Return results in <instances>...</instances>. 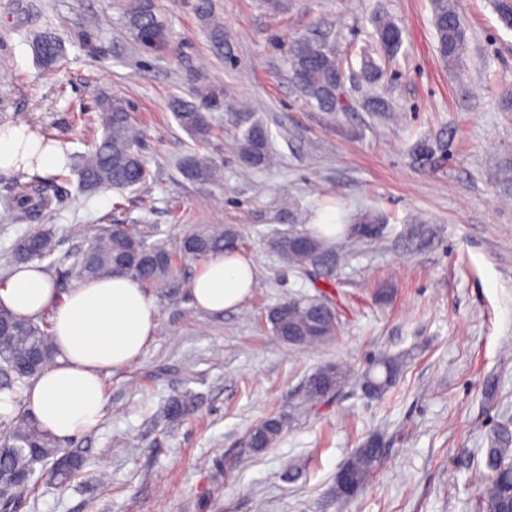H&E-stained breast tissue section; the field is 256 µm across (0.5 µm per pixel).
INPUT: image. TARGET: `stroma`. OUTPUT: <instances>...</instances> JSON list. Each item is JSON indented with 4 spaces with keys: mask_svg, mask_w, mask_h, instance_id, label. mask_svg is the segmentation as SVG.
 I'll return each mask as SVG.
<instances>
[{
    "mask_svg": "<svg viewBox=\"0 0 512 512\" xmlns=\"http://www.w3.org/2000/svg\"><path fill=\"white\" fill-rule=\"evenodd\" d=\"M168 44L146 53L125 28L123 0H0V125L24 124L84 154L96 101L124 94L144 137L148 181L122 192L84 193L76 174L55 179L41 218L56 231L47 271L58 295L74 288L73 256L109 224H151L177 247L208 224L236 229L256 269L251 294L212 315L189 285L200 263L178 260L172 285L151 288L159 329L130 366L103 377L105 413L66 441L84 460L67 487L39 483L18 512H472L485 436L512 418V29L494 0H456L467 52L451 68L436 51L429 0H210L224 24L218 56L196 0H155ZM384 14L403 45L373 87L345 83L348 111L320 112L294 86L289 41L334 27L339 56L375 45ZM59 39L49 71L32 42ZM244 104L271 131L280 155L245 167L236 116L210 114L214 132L193 140L175 120L174 99L199 81ZM387 112L372 111L374 96ZM210 155L223 177L192 182L177 168L188 152ZM343 229L331 278L295 270L269 247L279 233L307 232L325 207ZM327 295L336 336L296 349L275 336L267 311L289 298ZM406 355L393 387L368 395L363 377L386 355ZM333 363L346 380L317 406L309 375ZM496 380V401L484 399ZM191 393L195 407L167 425V399ZM284 415L281 437L243 465L248 431ZM384 453L372 481L344 508L336 475L370 434ZM299 476L288 480V467Z\"/></svg>",
    "mask_w": 512,
    "mask_h": 512,
    "instance_id": "1",
    "label": "stroma"
}]
</instances>
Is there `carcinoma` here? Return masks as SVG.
Segmentation results:
<instances>
[{
  "label": "carcinoma",
  "instance_id": "carcinoma-1",
  "mask_svg": "<svg viewBox=\"0 0 512 512\" xmlns=\"http://www.w3.org/2000/svg\"><path fill=\"white\" fill-rule=\"evenodd\" d=\"M432 20L437 36V50L448 66H456L465 53L467 37L456 9V0H431ZM196 10L205 21L213 49L224 54V23L211 15L209 0H197ZM125 23L135 36L146 37L153 31L168 39V27L155 11L152 0H128ZM373 24L376 50L395 54L403 43L402 30L390 18L378 15ZM35 53L47 70L55 68L61 58L60 42L53 36H42L34 45ZM288 66L301 95L319 110L336 113L346 110L336 97V77L344 70L336 56L329 34L299 36L288 45ZM223 105L221 95L208 83H200L191 101L177 99L172 103L176 121L195 140L210 137L213 128L206 112ZM101 138L88 153L74 164L81 189L94 193L102 188L126 190L145 183L149 170L143 157V135L130 113V103L120 95L104 96L98 101ZM241 162L253 169L274 164L276 153L267 127L259 120L237 127ZM179 172L188 180L210 182L219 177L220 167L209 157L190 152L178 161ZM6 215L17 222H33L50 206L47 189L39 181H16L7 194L0 197ZM160 230L144 224L105 226L79 252L72 264L79 280L96 279L111 274L130 276L142 284L165 287L176 261L174 253L162 239ZM189 256L202 260L216 252L240 250L241 235L230 228L212 226L194 231L187 238ZM271 249L303 273L317 269L331 277L337 256L326 240L304 234L299 240L288 233L270 241ZM55 231L43 225L21 237L13 248L17 263L43 260L53 255ZM334 307L325 298H291L272 307L265 322L272 332L295 348L322 343L336 334L338 316L322 309ZM53 355L50 327L31 318L18 317L0 309V394L17 403L22 394L40 375ZM404 360L400 356H384L365 372L364 380L373 392L385 394L396 382ZM345 371L328 365L309 376L304 385L305 398L317 402L344 382ZM192 408L190 394L169 397L165 417L170 423L181 421ZM286 419L269 417L255 424L240 445V456L271 447L283 432ZM485 449L487 472L478 480L477 512H501L512 498V419L493 426ZM382 453L377 436H371L348 459L344 468L349 473L353 492L365 487L374 476ZM42 469H37V466ZM83 465L81 457L62 448L60 441L43 430L25 409L0 415V512H17L22 500L32 492L41 478L63 486L73 480Z\"/></svg>",
  "mask_w": 512,
  "mask_h": 512
}]
</instances>
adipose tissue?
Instances as JSON below:
<instances>
[{
  "label": "adipose tissue",
  "mask_w": 512,
  "mask_h": 512,
  "mask_svg": "<svg viewBox=\"0 0 512 512\" xmlns=\"http://www.w3.org/2000/svg\"><path fill=\"white\" fill-rule=\"evenodd\" d=\"M67 162L62 147L43 145L25 125H0V174L49 173ZM252 263L235 252L204 260L190 284L193 304L221 314L252 291ZM0 307L21 317L52 313L56 359L27 392L24 405L40 425L61 439L80 436L103 417L104 373L125 368L141 355L158 328L154 297L129 276L80 282L58 296L53 280L35 262L17 265L0 283Z\"/></svg>",
  "instance_id": "obj_1"
}]
</instances>
